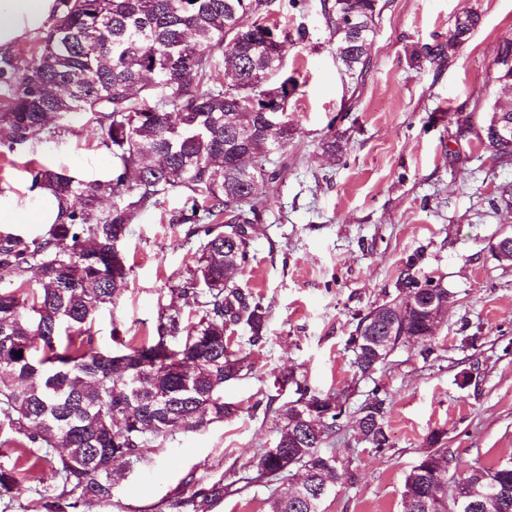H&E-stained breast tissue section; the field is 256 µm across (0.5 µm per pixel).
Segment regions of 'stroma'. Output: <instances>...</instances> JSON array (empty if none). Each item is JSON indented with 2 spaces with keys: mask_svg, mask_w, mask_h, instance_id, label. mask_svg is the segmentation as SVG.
Returning a JSON list of instances; mask_svg holds the SVG:
<instances>
[{
  "mask_svg": "<svg viewBox=\"0 0 512 512\" xmlns=\"http://www.w3.org/2000/svg\"><path fill=\"white\" fill-rule=\"evenodd\" d=\"M378 9L370 65L354 80L336 63L321 0H269L268 22L307 36L286 51L299 82L288 101V166L257 225L254 258L234 276L268 309L263 341L242 347L249 374L224 386L225 401L239 410L197 431L174 430L140 463H117L111 499L72 512H171L175 494L248 477L253 454L274 445L275 424L254 404L294 400L291 386L275 383L291 370L312 392L349 397L335 446L350 449L355 478L338 484L324 512H403L404 479L437 430L449 454L469 465L512 458V264L490 249L512 233V163L477 136L490 106L512 94L496 65L512 38V0H378ZM468 12L479 24L465 44L444 59L415 58L425 46L447 44ZM331 134L341 137V154L323 151ZM34 161L95 180L112 156L92 127L0 147V189L24 188ZM186 205L176 189L135 216L122 244L130 277L95 323L97 349H115L117 333L132 345L147 340L160 309L182 306L176 287L194 254L171 217ZM416 252L450 294L434 352L426 358L420 344L407 343L372 378H360L349 339ZM466 336L475 345L463 344ZM375 389L387 398L393 443L383 455L357 433V410ZM19 440L0 413V466L26 471L13 496L0 498V512H46L57 478L45 461L28 469ZM269 494L253 483L198 512H267Z\"/></svg>",
  "mask_w": 512,
  "mask_h": 512,
  "instance_id": "stroma-1",
  "label": "stroma"
}]
</instances>
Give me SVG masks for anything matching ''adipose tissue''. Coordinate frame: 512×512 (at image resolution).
I'll list each match as a JSON object with an SVG mask.
<instances>
[{
  "label": "adipose tissue",
  "mask_w": 512,
  "mask_h": 512,
  "mask_svg": "<svg viewBox=\"0 0 512 512\" xmlns=\"http://www.w3.org/2000/svg\"><path fill=\"white\" fill-rule=\"evenodd\" d=\"M56 13V0H0V50H8L45 28ZM58 214V203L47 189L0 194V231L22 234L28 226L55 223Z\"/></svg>",
  "instance_id": "adipose-tissue-1"
}]
</instances>
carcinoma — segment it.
I'll list each match as a JSON object with an SVG mask.
<instances>
[{
  "instance_id": "1",
  "label": "carcinoma",
  "mask_w": 512,
  "mask_h": 512,
  "mask_svg": "<svg viewBox=\"0 0 512 512\" xmlns=\"http://www.w3.org/2000/svg\"><path fill=\"white\" fill-rule=\"evenodd\" d=\"M60 12L39 45L0 56V145L13 150L59 136L72 121L101 131L112 154L107 179L86 182L63 167L30 171L32 186L51 191L57 221L40 237L0 231V404L24 446L64 448L54 462L59 493L48 512H65L76 494L83 502L112 497V472L103 461L134 464L143 448L177 428L196 431L236 414L224 402V383L251 369L228 329L242 327L254 346L263 340V299L232 276L252 255L257 223L280 171L270 154L292 139L288 99L299 83L288 74L287 29L261 17L268 0H58ZM336 38V59L352 78L369 66L364 45L374 34L377 0H323ZM358 19L347 27L348 17ZM477 14L456 20L448 45L425 48L442 59L464 44ZM228 68L213 78L214 56ZM280 113L270 131L265 114ZM512 123V103L493 104L480 126L497 159L512 161V139L490 135L496 117ZM173 189L190 208L172 223L200 245L177 292L181 308H163L156 334L117 351L94 347V323L125 290L130 268L115 246L129 234L136 212ZM116 202L98 207L105 197ZM422 255L407 258L391 298L360 318L349 343L354 365L369 378L399 346L426 343L435 320L409 306V296L431 284ZM37 270L34 282L26 271ZM22 357H16V352ZM281 383L296 398L273 412L274 447L248 466L254 480L276 482L267 512H322L341 478L339 456L324 450L342 430L347 399L316 395L291 371ZM386 399L373 391L359 408L361 441L378 454L392 447ZM434 431L405 476L403 512H512V458L495 468L465 467ZM22 470L0 468V495L18 489ZM466 481L457 500L448 484ZM224 498V481L170 500L174 512Z\"/></svg>"
}]
</instances>
